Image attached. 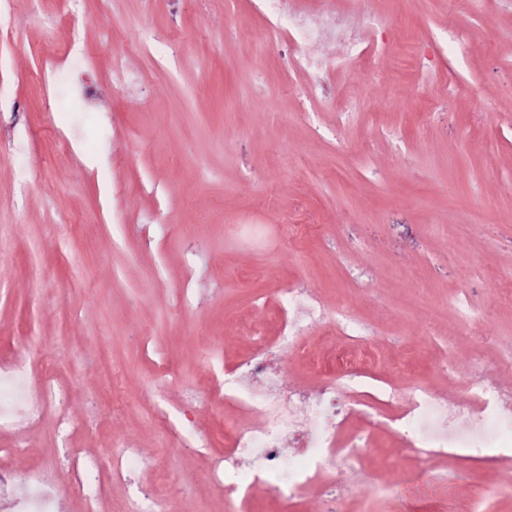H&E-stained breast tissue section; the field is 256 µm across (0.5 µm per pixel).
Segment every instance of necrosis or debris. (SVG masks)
<instances>
[{
    "label": "necrosis or debris",
    "mask_w": 512,
    "mask_h": 512,
    "mask_svg": "<svg viewBox=\"0 0 512 512\" xmlns=\"http://www.w3.org/2000/svg\"><path fill=\"white\" fill-rule=\"evenodd\" d=\"M280 2L259 3L271 38L285 34L304 45L339 28L332 17L313 20L305 12L285 19ZM278 303L283 322L275 342L256 337L254 351L225 373L221 382L193 389L188 396L192 403L201 399L217 405L236 402L254 419L245 428L225 424L229 447L213 459L207 474L209 483L227 502L236 504L239 512H249L253 492L259 487L271 493L274 512H293L309 486L333 487L336 468L359 470L363 450L369 445V425L381 408L396 404L401 410L394 423L405 433L407 449L423 460L512 454V397L494 381L469 386V400L453 408L423 383L405 390L385 383L367 384L357 366L369 353L366 329L345 307L338 312L336 329L354 349L347 352L341 372L325 378L313 395L300 387L284 386L271 373V349L301 351L305 321L323 316L324 311L300 288L281 289ZM65 400L64 389L47 380L35 383L26 365L0 366V429L13 427L21 417L36 418L47 406H60ZM356 411L365 429L340 439L339 429ZM289 436L300 437L302 452L284 453L283 441ZM31 453L22 441L0 448V498L12 499L14 512H63L60 489L64 486L77 487L88 496L100 492L101 469L95 461L71 452L54 476H47L38 466L17 472L13 459ZM21 484L26 487L22 494L17 491Z\"/></svg>",
    "instance_id": "obj_1"
}]
</instances>
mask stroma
<instances>
[{"mask_svg":"<svg viewBox=\"0 0 512 512\" xmlns=\"http://www.w3.org/2000/svg\"><path fill=\"white\" fill-rule=\"evenodd\" d=\"M336 9L348 33L305 45L344 60L349 36L379 53L336 78L356 112L307 95L284 61L297 47L265 42L257 0H0V361L34 375L51 365L64 410L0 431L55 473L63 451L107 458L140 448L143 484L164 476L166 512H236L209 486L235 405L191 409L211 448L169 418L191 387L277 336L278 291L295 285L325 310L347 304L367 328L368 376L430 384L449 405L488 377L512 391V0H284ZM387 23L371 32L369 12ZM80 40L84 57L51 65L47 41ZM176 52H169V44ZM120 51L132 83L115 87ZM308 224L304 237L284 225ZM481 307L485 338L453 302ZM110 340L115 387L100 378ZM320 358L278 353L287 386L315 390L339 369L335 323H308ZM406 351L410 371L397 367ZM74 423L62 431L60 415ZM395 425L371 431L359 472L333 492L310 488L297 512H465L496 485L493 512H512V458L423 461ZM458 471L453 489L405 493L422 470Z\"/></svg>","mask_w":512,"mask_h":512,"instance_id":"35a3bbf8","label":"stroma"}]
</instances>
